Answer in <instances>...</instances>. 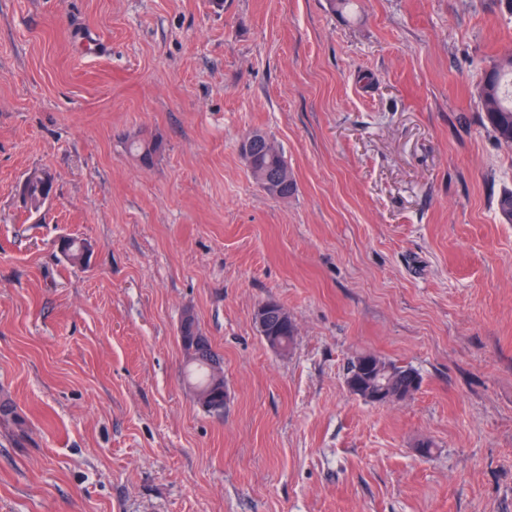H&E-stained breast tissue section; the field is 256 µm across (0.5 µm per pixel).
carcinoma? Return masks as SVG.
Segmentation results:
<instances>
[{"label":"carcinoma","mask_w":512,"mask_h":512,"mask_svg":"<svg viewBox=\"0 0 512 512\" xmlns=\"http://www.w3.org/2000/svg\"><path fill=\"white\" fill-rule=\"evenodd\" d=\"M512 78V55L505 54L493 67L487 80L479 87L482 109L485 112L496 139L506 145H512V99L506 98L504 81ZM255 140L250 150L240 147L241 155L258 186L270 197L286 199L296 191V184H271V177L279 171L288 169L284 153L274 147L268 149L265 140L268 136L261 131H254ZM162 143L157 139L140 138L129 143V150L139 161L148 164L161 150ZM498 211L502 219L512 224V189L506 188L498 199ZM65 257L74 263L86 262L85 246L77 238L68 237L62 242ZM268 335L279 337L280 343L288 349L293 343L295 327L291 323L278 320L277 316H268ZM191 345H183L186 358L188 384L194 389L200 406L208 413H216V408L224 407V359L217 353L210 340H205L202 357L197 359L189 353ZM385 368L388 389L395 392H410L421 388L420 373L409 366H398L386 359H381Z\"/></svg>","instance_id":"carcinoma-1"}]
</instances>
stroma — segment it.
I'll use <instances>...</instances> for the list:
<instances>
[{
  "mask_svg": "<svg viewBox=\"0 0 512 512\" xmlns=\"http://www.w3.org/2000/svg\"><path fill=\"white\" fill-rule=\"evenodd\" d=\"M508 50L512 0H0V512H512V149L478 95ZM363 353L420 390L351 395ZM251 134L255 136V140L250 152L246 154L245 142L241 145L240 152L252 177L268 196L277 199H288L295 193L296 184L290 173L285 171L289 169L284 153L276 146L272 147L271 150L267 149L265 140L270 138L261 131H253L246 137V140L250 138ZM279 171H283L280 173V178L284 182H288L289 179L291 181L285 184L269 185L272 175ZM277 313L280 321L283 322H280L277 316L270 314L267 320V325L269 328L267 336V330L263 319L261 317L257 318V325L260 331L259 333L269 346L275 345L277 347L278 341L280 340V343L283 345L285 350H288L293 343L295 327L293 323H284V321H288L290 317L288 312L280 305H277ZM186 358L188 384L194 389L200 406L208 413L217 414L224 412V359L217 353L209 338L205 337L201 359H196L194 354L189 355L191 344H183ZM205 395L208 400L204 401ZM215 407L221 410L216 412ZM364 357L372 359L375 365L377 361L376 357H378V360L381 361L385 368L384 376L387 378L388 389L395 392H410L421 388L422 377L416 369L409 366H397L395 363L371 353L359 355L350 361L346 376L356 374L355 370L358 368L360 360Z\"/></svg>",
  "mask_w": 512,
  "mask_h": 512,
  "instance_id": "stroma-1",
  "label": "stroma"
}]
</instances>
